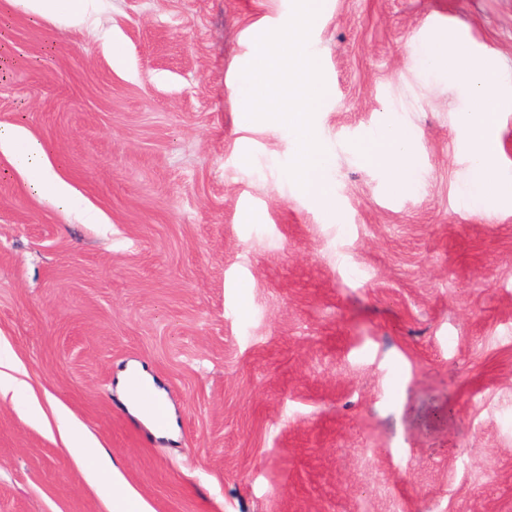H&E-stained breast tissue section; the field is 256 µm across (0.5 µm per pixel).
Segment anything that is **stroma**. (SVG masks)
<instances>
[{"mask_svg": "<svg viewBox=\"0 0 512 512\" xmlns=\"http://www.w3.org/2000/svg\"><path fill=\"white\" fill-rule=\"evenodd\" d=\"M292 8L94 0L77 24L0 0V128L98 215L0 156V347L150 512H512V201L460 205L470 102L413 62L442 33L512 84V0H328L334 221L285 180L287 134L235 123L254 36ZM394 115L420 132L414 192L360 151ZM132 365L170 435L129 410ZM0 512H109L1 396ZM0 153L20 174L28 176L35 192L49 204L60 209L78 205L72 188L53 169L45 147L23 127L0 129Z\"/></svg>", "mask_w": 512, "mask_h": 512, "instance_id": "obj_1", "label": "stroma"}]
</instances>
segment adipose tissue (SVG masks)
Masks as SVG:
<instances>
[{"label": "adipose tissue", "mask_w": 512, "mask_h": 512, "mask_svg": "<svg viewBox=\"0 0 512 512\" xmlns=\"http://www.w3.org/2000/svg\"><path fill=\"white\" fill-rule=\"evenodd\" d=\"M417 64L437 81L456 85L475 102L472 110L458 114L457 128L469 142V167L461 188L468 209L482 211L491 199L512 200V177L504 176L494 161L502 78L486 58L470 53L458 40L436 35L418 45ZM418 131L397 121L373 131L361 146L365 159L388 174V187L401 192L419 180L415 157ZM0 154L26 175L32 187L49 204L69 209L78 201L67 182L50 163L45 147L20 126L0 129ZM26 418L39 427L54 426L60 441L81 465L87 481L97 488L112 489L111 512H125L126 496L115 493L119 472L110 455L86 428L61 405L44 410L37 399L23 406Z\"/></svg>", "instance_id": "ef3b65f1"}]
</instances>
